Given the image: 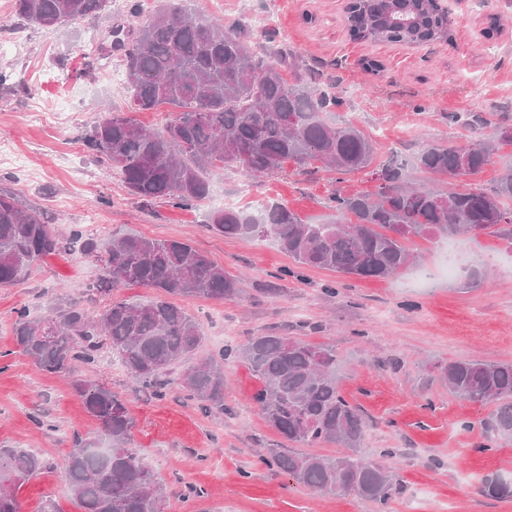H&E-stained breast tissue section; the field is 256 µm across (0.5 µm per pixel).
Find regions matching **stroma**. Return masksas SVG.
<instances>
[{
	"label": "stroma",
	"mask_w": 512,
	"mask_h": 512,
	"mask_svg": "<svg viewBox=\"0 0 512 512\" xmlns=\"http://www.w3.org/2000/svg\"><path fill=\"white\" fill-rule=\"evenodd\" d=\"M15 0H0V44L22 37L21 52L0 51V143L26 155V169L0 165V192L40 211L56 230L86 229L94 214L98 241L133 233L186 239L236 279L222 300L178 296L199 320L203 359L241 348L266 334L335 347L341 394L366 420L363 453L390 464L400 483L387 512H512V497L485 490L494 476L512 478V442L489 428L493 405L473 404L448 391L438 369L459 359L512 363V243L481 235L454 237L456 262L479 278L436 274L442 242L416 240L412 266L387 279H352L339 288L335 272L296 267L273 238L254 242L209 230L218 198L237 197L249 184L253 204L281 202L308 224L323 222L334 192L374 191L367 173L311 174L295 164L262 178L235 168L213 169L210 197L177 207L132 195L83 143L95 119L124 106L123 79H110L107 61L92 63L87 30L109 38L111 28L135 27L126 0L106 14L46 31L21 21ZM348 0H186L188 8L224 25L245 22L256 48L285 44L311 64L321 83L345 100L333 117L371 138L377 159L414 158L427 145L447 146L494 136V125L469 132L449 115L512 118V5L507 0H454L452 39L410 46L357 41L346 22ZM501 31L485 38L491 19ZM376 61L377 72L364 71ZM101 261L78 248L43 258L22 284L0 288V448H29L47 469L24 485L20 512H79L62 473L74 435L95 437L98 422L70 379L38 369L17 346L18 309L42 319L72 302L94 314L102 299L88 291ZM338 294H328V287ZM94 372L125 396L134 413L133 446L166 493V512H378L355 494L320 495L280 471L269 449L282 437L253 396L260 387L247 363H224V408L207 411L179 391L157 398L133 380L110 349Z\"/></svg>",
	"instance_id": "1"
}]
</instances>
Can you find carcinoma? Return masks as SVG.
<instances>
[{"instance_id": "obj_1", "label": "carcinoma", "mask_w": 512, "mask_h": 512, "mask_svg": "<svg viewBox=\"0 0 512 512\" xmlns=\"http://www.w3.org/2000/svg\"><path fill=\"white\" fill-rule=\"evenodd\" d=\"M16 15L46 31L106 12L102 0H15ZM355 40L414 45L451 41L448 13L439 0H353L347 11ZM123 94L131 112H171L159 131H148L123 112L102 116L85 138L86 149L107 162L129 191L145 200L193 207L210 194L209 172L235 166L246 175L273 174L288 160L317 173L352 174L372 166L371 139L327 113L342 100L321 90L308 66L280 47L263 54L244 24L224 27L200 13L160 4L135 30H113ZM294 72L288 81V71ZM512 124L496 136L464 145L431 144L413 162L392 156L375 167L381 181L368 194L334 193L324 224H306L282 203L248 210L223 208L206 215L224 236L254 241L271 235L299 267L343 278L385 279L412 265L410 243L461 234L491 233L512 240V169L489 191L471 187L436 191L415 174L446 181L481 171ZM78 244L86 254L99 244L77 229L52 230L37 210L0 192V288L25 281L43 256ZM99 280L89 291L110 295L122 286L154 288L146 303L111 300L97 315L66 305L40 321L16 311L13 336L22 352L49 374L71 373L72 362L93 366L109 346L130 377L160 399L171 387L206 410H224V361L248 363L261 386L254 401L269 425L297 450L268 449L276 466L297 484L322 495L354 493L385 512L399 491L392 471L361 452L365 420L339 392L336 352L288 336H258L240 350L227 348L194 363L179 377L170 366L189 359L202 343L201 323L167 296L222 300L237 281L187 240L114 236ZM457 397L493 403L490 429L512 441V363L459 360L442 369ZM87 412L108 436L106 447L75 437L63 467L80 512H163L166 497L153 469L131 448L135 420L128 402L91 377L72 381ZM326 443L337 456L311 452ZM45 469L24 448H0V512H19L17 492ZM489 493L512 497V480H486Z\"/></svg>"}]
</instances>
